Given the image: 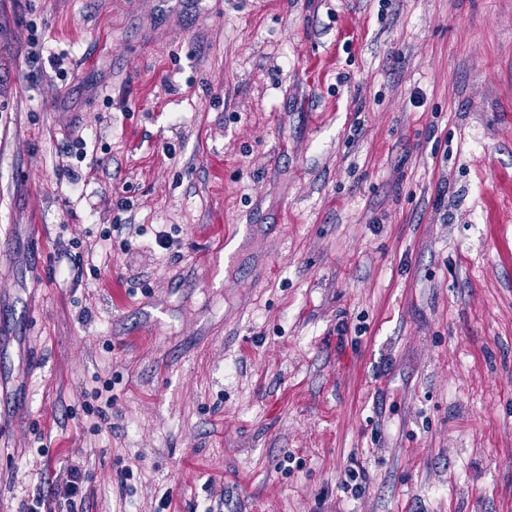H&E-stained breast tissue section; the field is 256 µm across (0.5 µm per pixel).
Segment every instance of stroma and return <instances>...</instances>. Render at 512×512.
<instances>
[{"mask_svg": "<svg viewBox=\"0 0 512 512\" xmlns=\"http://www.w3.org/2000/svg\"><path fill=\"white\" fill-rule=\"evenodd\" d=\"M0 439L11 512H512V0H0ZM231 228L224 229V233L219 235L217 239L218 246L211 251L208 259H214L221 254H224V259L231 261L235 257V250H232L229 246L238 238L240 235L241 226L248 227L246 225L232 224ZM84 474L82 466L71 464L68 467V475L58 489L52 505L47 504L40 497H34L27 504L26 512H74L75 498L79 495ZM46 510H41V509Z\"/></svg>", "mask_w": 512, "mask_h": 512, "instance_id": "35a3bbf8", "label": "stroma"}]
</instances>
